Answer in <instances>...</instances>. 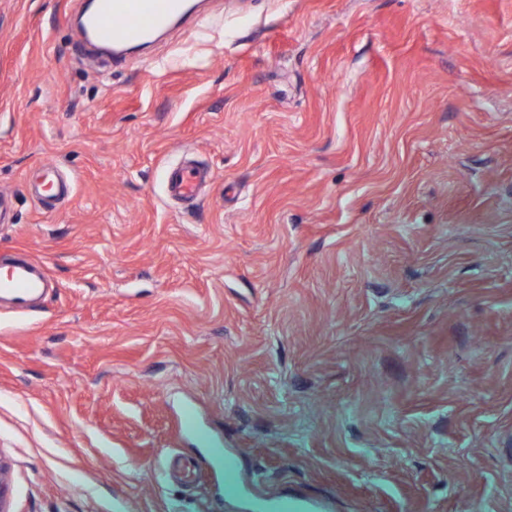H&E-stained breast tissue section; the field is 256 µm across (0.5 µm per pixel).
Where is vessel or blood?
<instances>
[{
	"instance_id": "vessel-or-blood-1",
	"label": "vessel or blood",
	"mask_w": 512,
	"mask_h": 512,
	"mask_svg": "<svg viewBox=\"0 0 512 512\" xmlns=\"http://www.w3.org/2000/svg\"><path fill=\"white\" fill-rule=\"evenodd\" d=\"M189 13L188 0H97L93 11L77 28L76 36L85 42L132 48L186 18ZM204 174V169L192 159L174 164L166 172L168 197L196 200ZM49 283L44 264L27 258L14 262L0 277V302H9L16 312H25Z\"/></svg>"
}]
</instances>
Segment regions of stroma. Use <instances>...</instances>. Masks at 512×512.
I'll use <instances>...</instances> for the list:
<instances>
[{"label":"stroma","instance_id":"obj_1","mask_svg":"<svg viewBox=\"0 0 512 512\" xmlns=\"http://www.w3.org/2000/svg\"><path fill=\"white\" fill-rule=\"evenodd\" d=\"M85 6L0 0L12 512H512V0ZM190 9L186 0H97L75 34L84 42L112 45L119 57L126 54L121 50L141 45L186 18ZM205 171L194 160L184 158L166 172V193L169 198L194 201L199 197L200 181ZM0 279V302L7 300L14 312L24 313L39 298L51 281L41 262L24 258L9 265Z\"/></svg>","mask_w":512,"mask_h":512}]
</instances>
